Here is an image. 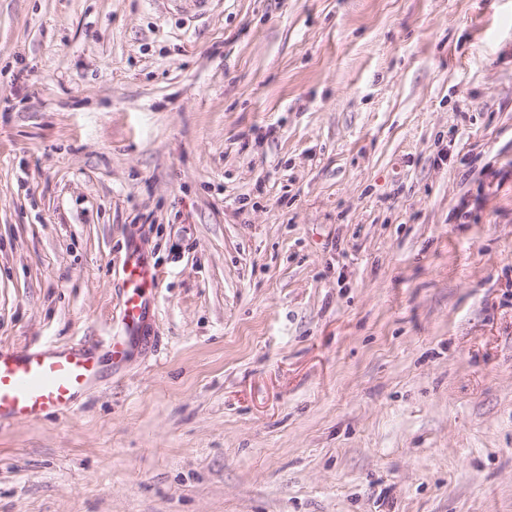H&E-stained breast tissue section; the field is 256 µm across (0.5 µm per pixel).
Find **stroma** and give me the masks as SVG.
<instances>
[{
	"instance_id": "1",
	"label": "stroma",
	"mask_w": 512,
	"mask_h": 512,
	"mask_svg": "<svg viewBox=\"0 0 512 512\" xmlns=\"http://www.w3.org/2000/svg\"><path fill=\"white\" fill-rule=\"evenodd\" d=\"M0 512H512V0H0ZM127 292L124 301V333L113 337L106 348L112 364L126 360L133 344L144 331L150 305H154L157 293L155 273L150 264L139 254L129 253L123 265ZM99 341L0 346V425L70 412L98 386Z\"/></svg>"
}]
</instances>
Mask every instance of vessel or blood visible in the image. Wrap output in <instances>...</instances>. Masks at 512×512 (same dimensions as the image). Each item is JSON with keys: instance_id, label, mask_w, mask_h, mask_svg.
<instances>
[{"instance_id": "vessel-or-blood-1", "label": "vessel or blood", "mask_w": 512, "mask_h": 512, "mask_svg": "<svg viewBox=\"0 0 512 512\" xmlns=\"http://www.w3.org/2000/svg\"><path fill=\"white\" fill-rule=\"evenodd\" d=\"M123 271L124 333L107 345L116 364L126 360L143 333L157 293L154 270L141 255L129 253ZM99 378L100 357L93 343L0 346V425L68 413L97 387Z\"/></svg>"}]
</instances>
